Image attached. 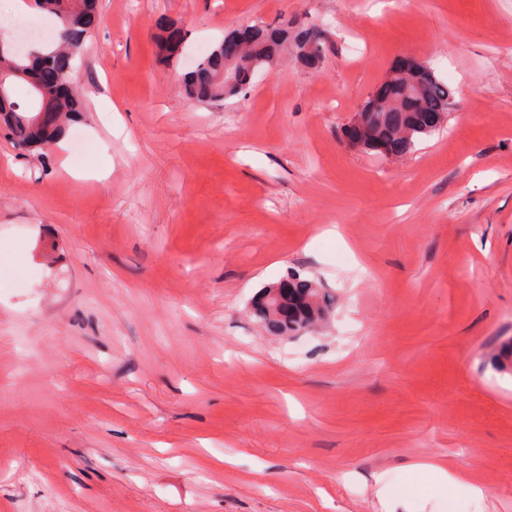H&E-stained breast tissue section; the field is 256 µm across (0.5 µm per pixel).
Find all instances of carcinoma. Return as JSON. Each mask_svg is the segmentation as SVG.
Returning a JSON list of instances; mask_svg holds the SVG:
<instances>
[{
  "mask_svg": "<svg viewBox=\"0 0 512 512\" xmlns=\"http://www.w3.org/2000/svg\"><path fill=\"white\" fill-rule=\"evenodd\" d=\"M37 8L57 20V42L39 46L42 56L34 58L16 52L8 38L0 40V71L12 80L8 104L0 102V131L20 150H49L65 135L67 126L79 112L78 91L62 97L51 86L27 98L16 99L14 90L25 83L17 73L52 64L57 77L73 81L75 61L81 57L90 29L87 17L94 0H36ZM183 38L182 31L164 27L157 37L156 62L165 63L173 57L172 41ZM287 38L278 28H256L253 39L245 45H232L220 40L207 55L199 58L183 74L184 96L205 103L224 94H244L257 70L270 64L279 54ZM299 58L316 65L325 51L321 30L308 26L294 42ZM410 94L398 103L373 112L364 149L385 157H401L413 151L422 140L434 135L445 123L453 103L454 89L439 79L425 63H416L410 79ZM279 301L269 307L270 289L263 288L253 302V315L273 334H290L322 320L333 305V297L308 279L294 274L280 281ZM494 369L512 375V339L501 342L491 355Z\"/></svg>",
  "mask_w": 512,
  "mask_h": 512,
  "instance_id": "cac0c4a2",
  "label": "carcinoma"
}]
</instances>
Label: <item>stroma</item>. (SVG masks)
Returning <instances> with one entry per match:
<instances>
[{"label": "stroma", "instance_id": "35a3bbf8", "mask_svg": "<svg viewBox=\"0 0 512 512\" xmlns=\"http://www.w3.org/2000/svg\"><path fill=\"white\" fill-rule=\"evenodd\" d=\"M285 23L318 68L183 96L225 33ZM401 55L450 79L447 122L351 147ZM74 82L84 158L0 135V512H512V0H98ZM291 272L335 303L276 336L251 301ZM299 58L307 65H316L325 51V42L321 30L316 25L308 26L301 37L294 42ZM166 34V37L164 35ZM175 37L184 40L182 31L173 27H164L157 37L158 52L156 53V62L165 63L173 56L172 41ZM407 469L411 474L416 475L438 473L442 490L446 491L447 494L457 487H465L474 496L480 497L483 495L480 488L465 483L458 473L448 472L446 468L439 464L411 463Z\"/></svg>", "mask_w": 512, "mask_h": 512}]
</instances>
